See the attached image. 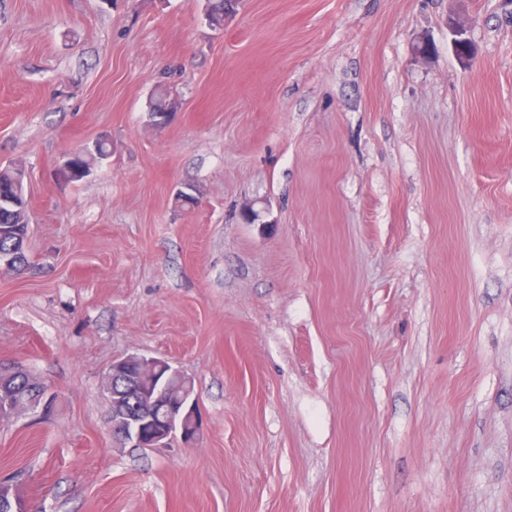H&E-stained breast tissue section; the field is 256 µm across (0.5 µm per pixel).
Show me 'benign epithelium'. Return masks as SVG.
Wrapping results in <instances>:
<instances>
[{
	"label": "benign epithelium",
	"mask_w": 512,
	"mask_h": 512,
	"mask_svg": "<svg viewBox=\"0 0 512 512\" xmlns=\"http://www.w3.org/2000/svg\"><path fill=\"white\" fill-rule=\"evenodd\" d=\"M132 370L137 372L141 407L130 406L125 391ZM172 380L182 386L181 395L160 400L158 391ZM107 391L112 434L120 440L136 448H166L176 431L186 443L195 439L201 413L192 398V384L169 361L143 355L117 359L112 362Z\"/></svg>",
	"instance_id": "benign-epithelium-1"
}]
</instances>
